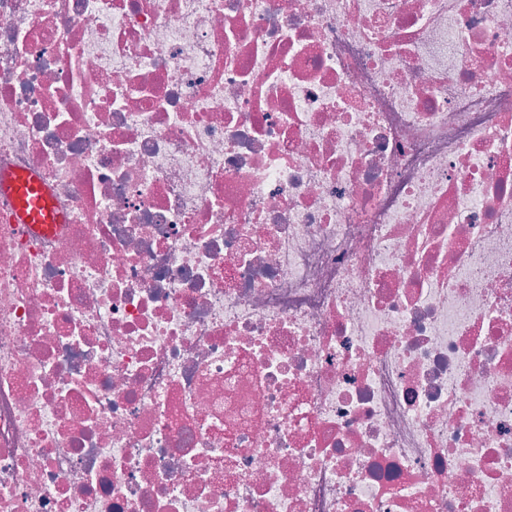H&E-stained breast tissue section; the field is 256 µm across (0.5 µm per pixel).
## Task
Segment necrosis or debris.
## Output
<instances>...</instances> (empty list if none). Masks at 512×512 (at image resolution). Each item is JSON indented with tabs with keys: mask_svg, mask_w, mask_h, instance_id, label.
I'll use <instances>...</instances> for the list:
<instances>
[{
	"mask_svg": "<svg viewBox=\"0 0 512 512\" xmlns=\"http://www.w3.org/2000/svg\"><path fill=\"white\" fill-rule=\"evenodd\" d=\"M0 512H512V0H0ZM0 191L11 197L19 223L49 231L61 222L51 205L48 189L31 175L1 177Z\"/></svg>",
	"mask_w": 512,
	"mask_h": 512,
	"instance_id": "necrosis-or-debris-1",
	"label": "necrosis or debris"
}]
</instances>
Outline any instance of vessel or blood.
Here are the masks:
<instances>
[{"mask_svg":"<svg viewBox=\"0 0 512 512\" xmlns=\"http://www.w3.org/2000/svg\"><path fill=\"white\" fill-rule=\"evenodd\" d=\"M0 191L11 197L20 223L44 231L60 223L61 218L51 205L48 189L36 178L27 174L2 177Z\"/></svg>","mask_w":512,"mask_h":512,"instance_id":"1","label":"vessel or blood"}]
</instances>
